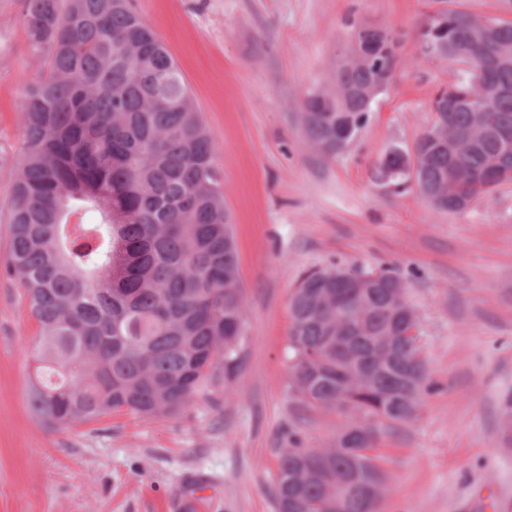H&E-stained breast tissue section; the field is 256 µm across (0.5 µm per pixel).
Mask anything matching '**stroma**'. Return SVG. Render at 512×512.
Returning <instances> with one entry per match:
<instances>
[{"mask_svg":"<svg viewBox=\"0 0 512 512\" xmlns=\"http://www.w3.org/2000/svg\"><path fill=\"white\" fill-rule=\"evenodd\" d=\"M448 0H133L179 65L219 149L224 205L244 291L242 363L175 417L119 411L51 430L29 410L38 327L22 286L0 279V512H273L275 450L296 428L308 448L339 419L288 396L289 299L305 272L390 268L425 334L427 389L417 416L382 428L389 476L378 512H495L512 505V183L467 210H436L374 176L392 148L412 151L431 124L448 59L422 58L417 31ZM0 0V267L9 259L20 112L43 70ZM389 28L403 65L343 152L307 137L301 107L330 88L354 25Z\"/></svg>","mask_w":512,"mask_h":512,"instance_id":"35a3bbf8","label":"stroma"}]
</instances>
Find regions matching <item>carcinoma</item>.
<instances>
[{
  "instance_id": "obj_1",
  "label": "carcinoma",
  "mask_w": 512,
  "mask_h": 512,
  "mask_svg": "<svg viewBox=\"0 0 512 512\" xmlns=\"http://www.w3.org/2000/svg\"><path fill=\"white\" fill-rule=\"evenodd\" d=\"M23 25L47 70L26 94L23 162L11 189L10 257L38 324L29 407L49 428L127 410L175 416L201 387L233 379L244 324L238 258L217 150L184 76L131 0H24ZM424 56L459 65L432 100L464 137L414 144L396 194L441 182L476 200L501 185L491 167L512 150V20L490 35L458 8L426 15ZM395 34L358 26L337 60L333 90L303 101L308 138L343 152L370 121L402 63ZM482 94L481 111L466 99ZM387 268L306 274L290 297L288 390L300 407L346 419L339 444L306 448L292 431L277 449L275 512H376L366 495L387 473L379 424L419 411L422 331Z\"/></svg>"
}]
</instances>
